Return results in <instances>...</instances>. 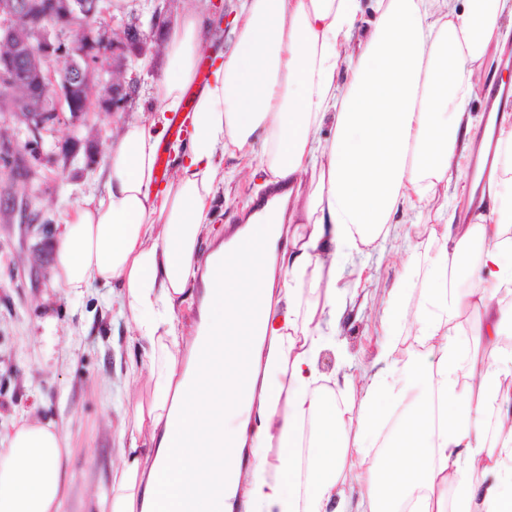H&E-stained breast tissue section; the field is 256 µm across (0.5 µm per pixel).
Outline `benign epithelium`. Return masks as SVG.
Instances as JSON below:
<instances>
[{
    "label": "benign epithelium",
    "mask_w": 512,
    "mask_h": 512,
    "mask_svg": "<svg viewBox=\"0 0 512 512\" xmlns=\"http://www.w3.org/2000/svg\"><path fill=\"white\" fill-rule=\"evenodd\" d=\"M103 0H0V83L15 95L0 106L26 123L31 142L64 119L78 128L87 123L89 86L97 67L112 68V83L99 103L115 112L130 100L135 78H126L129 58L148 50L139 26L124 25L119 35L93 19ZM64 55L65 69L51 64ZM0 156L25 167L27 180L37 177L22 151L7 145Z\"/></svg>",
    "instance_id": "benign-epithelium-1"
}]
</instances>
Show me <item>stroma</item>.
<instances>
[{"label": "stroma", "mask_w": 512, "mask_h": 512, "mask_svg": "<svg viewBox=\"0 0 512 512\" xmlns=\"http://www.w3.org/2000/svg\"><path fill=\"white\" fill-rule=\"evenodd\" d=\"M155 5L156 0L103 4L105 25L137 21L150 47L133 67L137 88L132 102L116 112H92L88 124L77 129L51 127L35 150L58 160L39 166L31 190L11 186L8 170L0 168V437L32 412L77 438L64 512H89L91 495L122 464L121 431L132 419L133 399L147 395L148 387L129 382V370L142 367L145 357L130 344L111 291L95 287L77 297L56 285L51 275L56 243L44 241L40 226L48 221L60 230L66 214L91 190L101 189L100 170L118 123L149 112L151 87L169 70L165 35L153 25ZM239 7V0H207L214 53L232 51ZM220 10L225 13L221 21L215 18ZM75 138L91 142V149L61 158L62 146ZM224 170L227 180L212 202L210 232L201 244L206 253L241 225L242 210L261 183L249 159L225 157ZM398 220L397 236L354 255L345 272L357 289L347 298L336 340L349 358L344 372L356 380L373 369L387 290L403 274L411 244L427 240L438 227L433 215L419 224L408 223L403 214ZM41 242L49 254L38 262L33 249Z\"/></svg>", "instance_id": "obj_1"}]
</instances>
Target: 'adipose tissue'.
<instances>
[{
  "mask_svg": "<svg viewBox=\"0 0 512 512\" xmlns=\"http://www.w3.org/2000/svg\"><path fill=\"white\" fill-rule=\"evenodd\" d=\"M243 0L235 45L198 83L203 0L166 29L170 74L149 120L123 121L101 191L69 212L52 277L68 292L119 284L147 382L127 458L93 512H512V123L487 173L469 175V106L505 47L512 0ZM370 29L351 39L363 12ZM194 90L175 176L157 186L164 115ZM332 123L328 141L317 137ZM259 149L264 186L244 223L200 250L225 156ZM471 180L461 220L440 187ZM437 214L390 288L379 358L362 385L322 383L360 248L399 212ZM261 233L264 249L241 252ZM419 302L408 308L411 288ZM481 313L471 333L462 307ZM257 323H250L251 310ZM414 325L425 356H398ZM400 416L383 442L388 408ZM74 441L26 415L0 448V512H63Z\"/></svg>",
  "mask_w": 512,
  "mask_h": 512,
  "instance_id": "obj_1",
  "label": "adipose tissue"
}]
</instances>
